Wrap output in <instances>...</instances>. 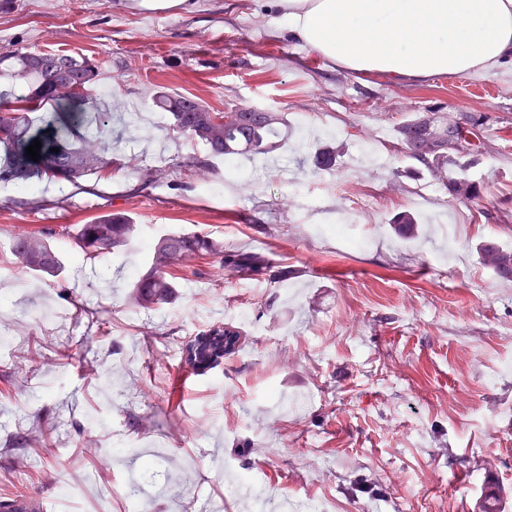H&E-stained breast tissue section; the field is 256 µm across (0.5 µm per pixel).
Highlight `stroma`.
Instances as JSON below:
<instances>
[{
  "mask_svg": "<svg viewBox=\"0 0 512 512\" xmlns=\"http://www.w3.org/2000/svg\"><path fill=\"white\" fill-rule=\"evenodd\" d=\"M15 48L100 64L120 163L78 186L36 178L33 196L0 183V318L17 319L0 346V500L21 491L46 512H128L138 482L151 512H249L242 481L255 475L263 512H471L488 468L512 492V281L475 251L489 238L512 247L511 67L421 82L354 74L290 39L270 0L178 12L0 0V50ZM162 88L215 112L281 113L288 133L240 160L252 180L191 172L205 149L153 109ZM425 112L488 116L492 150L470 171L479 203L402 153L398 126ZM326 144L339 153L323 170ZM108 211L135 219L137 242L77 262L67 227ZM404 213L415 237L392 227ZM339 219L346 235L327 233ZM182 227L270 267L228 279L218 259L192 262L174 304L134 306L129 271ZM46 229L67 255L54 282L16 270L9 252L14 234ZM213 324L240 326L241 349L176 389L181 343ZM145 461L155 481L142 482Z\"/></svg>",
  "mask_w": 512,
  "mask_h": 512,
  "instance_id": "1",
  "label": "stroma"
}]
</instances>
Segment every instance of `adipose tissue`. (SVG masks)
Instances as JSON below:
<instances>
[{
  "mask_svg": "<svg viewBox=\"0 0 512 512\" xmlns=\"http://www.w3.org/2000/svg\"><path fill=\"white\" fill-rule=\"evenodd\" d=\"M290 37L333 65L410 81L512 66V0H277Z\"/></svg>",
  "mask_w": 512,
  "mask_h": 512,
  "instance_id": "adipose-tissue-1",
  "label": "adipose tissue"
}]
</instances>
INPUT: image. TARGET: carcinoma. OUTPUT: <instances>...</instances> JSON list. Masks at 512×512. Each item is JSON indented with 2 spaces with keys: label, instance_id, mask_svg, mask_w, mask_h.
I'll list each match as a JSON object with an SVG mask.
<instances>
[{
  "label": "carcinoma",
  "instance_id": "1",
  "mask_svg": "<svg viewBox=\"0 0 512 512\" xmlns=\"http://www.w3.org/2000/svg\"><path fill=\"white\" fill-rule=\"evenodd\" d=\"M48 55L60 59L71 69L57 75L36 68L32 60ZM0 78L11 82V88L20 91L14 97V105L8 112H0V146L5 159L0 163V181L12 182L16 189L33 195L37 189L27 183L30 172L37 170L50 179L62 180L73 185L88 176L109 168L108 159L99 146V137L73 135L67 130L54 129L50 136L40 139L41 158L33 161L26 156V147L34 137L28 135L29 112L36 106L55 101L52 81L68 78L77 81L74 99L92 102L99 87V68L86 57H75L60 52H44L15 49L0 52ZM153 103L160 112L171 118L172 130L203 145L208 158L200 161V168L207 169L214 160L231 162L243 156L265 154L277 147L278 138L286 119L278 112H259L255 108L239 107L234 112H212L195 96H184L158 90ZM469 123L465 136L471 152L466 157H452L448 152L430 155L424 160L413 152L415 144L425 130L419 118L413 117L398 127L399 143L403 153L422 164L461 203L480 199V183L472 179L469 170L484 155L489 140L483 134L482 115L460 113ZM62 138L59 151H50L54 140ZM53 233L22 232L14 235L10 252L15 266L27 273L44 279L57 278L64 271L63 257L52 243ZM72 243L86 258H98L121 250L138 237V225L122 213H105L87 224L75 225L70 234ZM149 264L134 272L131 291L133 304L142 309H153L171 303L176 296L177 272L189 260L219 257L224 271L249 279L262 274L270 265L261 254L246 252L210 237L207 234L188 231H167L147 244ZM482 264L502 279H512V249L485 239L476 246ZM242 332L226 324L212 326L198 334L186 346L187 364L193 366L210 360L217 362L234 355Z\"/></svg>",
  "mask_w": 512,
  "mask_h": 512
}]
</instances>
